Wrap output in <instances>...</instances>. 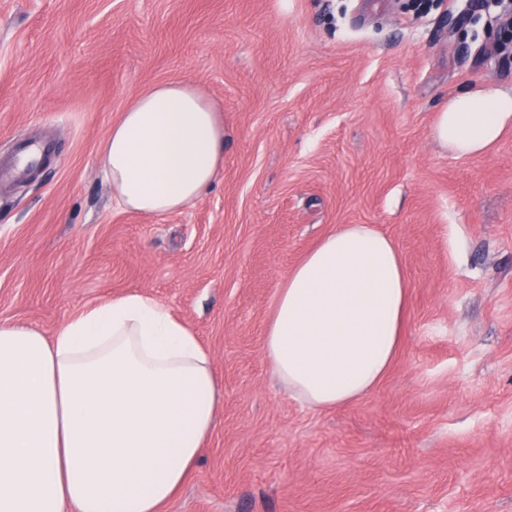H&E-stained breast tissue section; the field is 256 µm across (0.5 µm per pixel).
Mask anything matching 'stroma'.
I'll use <instances>...</instances> for the list:
<instances>
[{"mask_svg":"<svg viewBox=\"0 0 512 512\" xmlns=\"http://www.w3.org/2000/svg\"><path fill=\"white\" fill-rule=\"evenodd\" d=\"M0 0V319L53 336L139 292L209 352L223 404L163 512H512V131L456 158L450 97L512 87L479 0ZM164 82L224 111V168L194 205L123 209L101 147ZM341 224L396 242L400 346L360 400L311 410L261 341L290 268ZM48 150L35 142H22L16 151V164L32 169L39 165L47 156Z\"/></svg>","mask_w":512,"mask_h":512,"instance_id":"stroma-1","label":"stroma"}]
</instances>
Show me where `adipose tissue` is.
Listing matches in <instances>:
<instances>
[{"instance_id":"adipose-tissue-1","label":"adipose tissue","mask_w":512,"mask_h":512,"mask_svg":"<svg viewBox=\"0 0 512 512\" xmlns=\"http://www.w3.org/2000/svg\"><path fill=\"white\" fill-rule=\"evenodd\" d=\"M512 129V90L453 95L431 128L456 157ZM120 204L148 216L190 206L224 167V119L193 85H155L102 144ZM407 282L394 240L367 224L324 236L288 273L261 351L317 411L374 388L397 352ZM209 352L166 304L129 293L53 337L0 320V512H162L200 461L221 407Z\"/></svg>"}]
</instances>
